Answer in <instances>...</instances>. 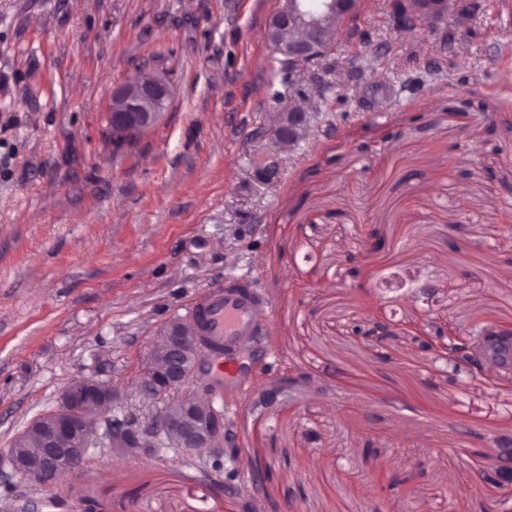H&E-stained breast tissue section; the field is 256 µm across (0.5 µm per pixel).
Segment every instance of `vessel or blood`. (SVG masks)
Returning <instances> with one entry per match:
<instances>
[{"label":"vessel or blood","instance_id":"vessel-or-blood-1","mask_svg":"<svg viewBox=\"0 0 512 512\" xmlns=\"http://www.w3.org/2000/svg\"><path fill=\"white\" fill-rule=\"evenodd\" d=\"M198 319V331L215 362V374L227 386L237 384L235 358L255 336L267 306L246 275L233 273L223 284L210 287L190 304Z\"/></svg>","mask_w":512,"mask_h":512}]
</instances>
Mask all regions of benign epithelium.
<instances>
[{
	"label": "benign epithelium",
	"mask_w": 512,
	"mask_h": 512,
	"mask_svg": "<svg viewBox=\"0 0 512 512\" xmlns=\"http://www.w3.org/2000/svg\"><path fill=\"white\" fill-rule=\"evenodd\" d=\"M360 7L361 0H282L281 8L266 25L265 36L282 67L291 74L327 56L342 34L345 20L356 16ZM390 8L396 27L403 31L450 13L463 18L453 0H390ZM145 72V67L136 70L112 90L105 134L114 146L126 148L142 138L163 119L168 108L173 92L170 78L160 72L145 77ZM309 131L308 107L295 101L288 111L279 113L274 137L293 145ZM392 335L393 327L382 320L355 330V336L366 342H379ZM205 365L206 356L197 347L192 318L169 320L157 331L139 391L146 399L166 400L172 411L154 417L145 428L112 425V447L137 453L161 439L187 454L207 448L218 459L233 452L235 435L223 411L212 401L217 389L205 385V401L192 389ZM115 398L112 385L95 376L75 380L63 391L58 407L36 426L43 442L40 455L18 459L8 453L12 472L32 485L48 486L60 481L73 463L87 458L90 443L98 433L91 405L106 410ZM490 478L502 487L512 486V440L498 448Z\"/></svg>",
	"instance_id": "benign-epithelium-1"
}]
</instances>
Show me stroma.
I'll return each mask as SVG.
<instances>
[{
    "label": "stroma",
    "mask_w": 512,
    "mask_h": 512,
    "mask_svg": "<svg viewBox=\"0 0 512 512\" xmlns=\"http://www.w3.org/2000/svg\"><path fill=\"white\" fill-rule=\"evenodd\" d=\"M478 3L404 33L363 0L290 75L265 36L280 0H0V459L82 375L117 390L109 417L159 413L138 390L156 333L226 273L270 309L239 355L248 394L221 398V469L99 443L54 487L0 476V506L497 512L482 476L512 382L458 386L446 347L420 346L484 313L512 325V0ZM147 58L171 104L113 151L112 88ZM300 88L311 130L277 149ZM374 318L396 331L378 352L352 333Z\"/></svg>",
    "instance_id": "obj_1"
}]
</instances>
